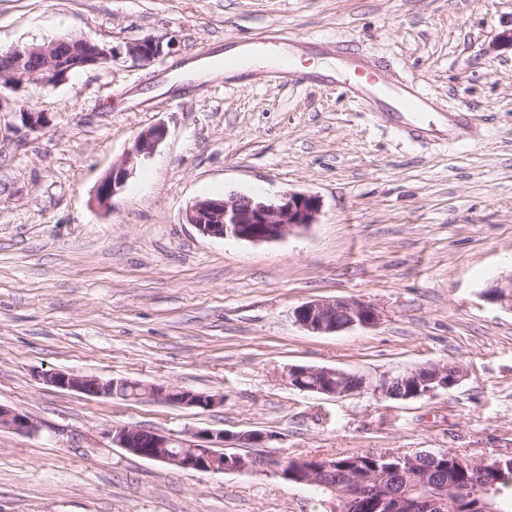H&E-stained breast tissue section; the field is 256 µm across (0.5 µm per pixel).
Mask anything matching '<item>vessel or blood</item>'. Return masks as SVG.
Returning <instances> with one entry per match:
<instances>
[{
    "label": "vessel or blood",
    "mask_w": 512,
    "mask_h": 512,
    "mask_svg": "<svg viewBox=\"0 0 512 512\" xmlns=\"http://www.w3.org/2000/svg\"><path fill=\"white\" fill-rule=\"evenodd\" d=\"M305 46L302 38L286 44L268 40L252 44L251 50L272 58L285 55L293 61L303 56ZM323 50L336 64L333 72L304 69L300 72L301 81L336 87L378 126L411 142L452 144L471 135L472 124L467 113L444 110L415 80L384 79L381 61L340 40L324 42Z\"/></svg>",
    "instance_id": "1"
}]
</instances>
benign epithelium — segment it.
<instances>
[{
  "label": "benign epithelium",
  "instance_id": "benign-epithelium-1",
  "mask_svg": "<svg viewBox=\"0 0 512 512\" xmlns=\"http://www.w3.org/2000/svg\"><path fill=\"white\" fill-rule=\"evenodd\" d=\"M77 51L62 54L58 43L30 45L21 48L13 45L0 52V82L9 89L25 85L57 86L69 80L68 73L79 67L107 64L121 55L140 61L151 62L170 53L174 42L147 37L128 42L122 48L110 47L89 36L72 38ZM168 135L163 124L142 131L135 139L130 151L102 178L95 189L94 199L101 208H108L112 198L124 187L133 171L135 159L150 155ZM319 197L300 192H288L276 201H268L245 195H232L222 199H202L192 202L185 211L184 219L194 225L204 236L217 239L234 238L249 242H269L282 239L316 223L321 213ZM485 298L512 311V272L497 278L485 292ZM294 317L299 325L311 333L331 334L355 326L375 327L381 320L379 309L366 301L352 298L317 299L298 306ZM310 374L332 381V387L313 388L319 394L344 396L359 393L366 384L357 388L349 386L351 374L335 368L292 366L288 369V382L302 379ZM462 371L457 366L428 365L411 369L401 375L383 379L378 389L392 399H409L449 389L457 384ZM42 380L53 387L70 390L86 397L114 398L131 388L142 390L140 401H153L176 406L202 409L224 404L221 394H202L176 386L151 383L144 384L130 379H102L97 376L79 375L73 372L56 371L42 376ZM0 429L30 435L38 430L35 420L9 407L0 405ZM113 448L151 461L173 464L183 471L201 473L224 472H273L285 481L297 485L323 484V478L335 471L336 458L313 456V465L295 472L288 471L279 455L241 456L227 455L226 442L233 440L241 447L259 445L273 435L253 431L227 438L224 431L185 430L179 433L159 432L138 426L114 425L104 432ZM177 445L181 451L173 454L170 448ZM224 454V464H219V454ZM376 460L383 463L357 485L344 481L332 489L343 505H356L369 499L378 508L387 512H448V485L434 470L414 474V487L395 490L391 478L403 465H411L412 457L377 454Z\"/></svg>",
  "mask_w": 512,
  "mask_h": 512
}]
</instances>
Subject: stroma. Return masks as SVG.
<instances>
[{
  "mask_svg": "<svg viewBox=\"0 0 512 512\" xmlns=\"http://www.w3.org/2000/svg\"><path fill=\"white\" fill-rule=\"evenodd\" d=\"M512 0H0V48L93 31L120 47L173 39L56 87L0 90V512H331L333 499L267 473L181 471L107 447L106 428L270 434L298 458L451 449L512 456V311L484 290L512 271ZM338 37L470 113L478 134L409 144L339 91L265 69L153 88L245 42ZM46 113L29 130L23 111ZM166 140L109 208L94 190L136 136ZM318 195L316 224L272 242L185 223L198 199ZM366 300L380 324L313 334L314 299ZM460 367L457 385L393 400L387 376ZM362 375L361 393L289 387L288 367ZM71 371L220 393L210 410L88 398L46 385ZM0 429L30 435L37 432L38 425L32 417L0 405Z\"/></svg>",
  "mask_w": 512,
  "mask_h": 512,
  "instance_id": "1",
  "label": "stroma"
}]
</instances>
